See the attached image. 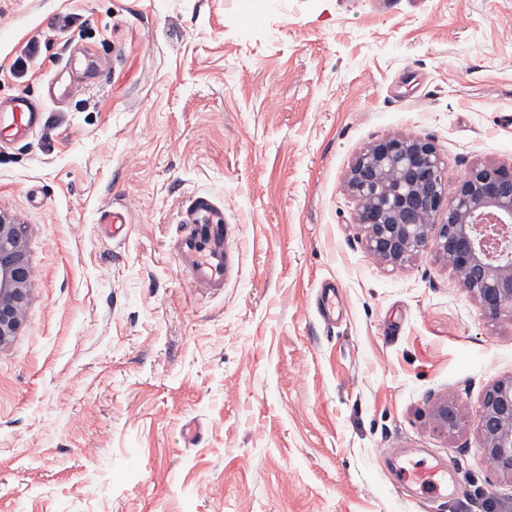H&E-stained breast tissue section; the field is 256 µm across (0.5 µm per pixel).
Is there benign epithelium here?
I'll return each mask as SVG.
<instances>
[{
  "mask_svg": "<svg viewBox=\"0 0 512 512\" xmlns=\"http://www.w3.org/2000/svg\"><path fill=\"white\" fill-rule=\"evenodd\" d=\"M346 184L369 254L399 265L432 249L490 317L512 318V165L471 169L450 198L433 144L394 136L360 154ZM32 276L26 225L0 212V346L21 330ZM480 432L483 456L512 474V379L486 391Z\"/></svg>",
  "mask_w": 512,
  "mask_h": 512,
  "instance_id": "benign-epithelium-1",
  "label": "benign epithelium"
}]
</instances>
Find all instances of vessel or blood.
<instances>
[{
  "instance_id": "1",
  "label": "vessel or blood",
  "mask_w": 512,
  "mask_h": 512,
  "mask_svg": "<svg viewBox=\"0 0 512 512\" xmlns=\"http://www.w3.org/2000/svg\"><path fill=\"white\" fill-rule=\"evenodd\" d=\"M0 112L8 121L0 124V142H18L28 137L41 121V108L26 96L0 101ZM182 234L176 239L173 254L193 288L219 291L230 266L227 226L224 213L208 195H195L180 211ZM449 468L443 463L421 465L408 472L409 484L424 491H440L448 486Z\"/></svg>"
}]
</instances>
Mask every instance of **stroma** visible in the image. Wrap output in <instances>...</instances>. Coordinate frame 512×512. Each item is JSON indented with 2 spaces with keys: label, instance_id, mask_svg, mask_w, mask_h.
<instances>
[{
  "label": "stroma",
  "instance_id": "stroma-1",
  "mask_svg": "<svg viewBox=\"0 0 512 512\" xmlns=\"http://www.w3.org/2000/svg\"><path fill=\"white\" fill-rule=\"evenodd\" d=\"M18 94L43 118L0 150L34 271L0 347V512H512L479 429L512 319L433 251L370 256L345 184L397 135L433 143L452 193L512 164V0H0ZM200 193L229 226L216 294L172 255ZM435 459L454 494L405 482Z\"/></svg>",
  "mask_w": 512,
  "mask_h": 512
}]
</instances>
